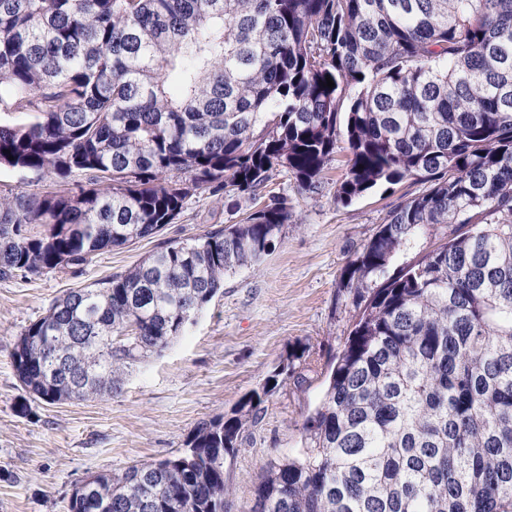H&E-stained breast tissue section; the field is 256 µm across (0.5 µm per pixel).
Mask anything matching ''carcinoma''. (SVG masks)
<instances>
[{
    "mask_svg": "<svg viewBox=\"0 0 512 512\" xmlns=\"http://www.w3.org/2000/svg\"><path fill=\"white\" fill-rule=\"evenodd\" d=\"M2 114L0 166L65 186L0 197V279L151 238L192 192L259 202L52 304L12 353L29 394L121 393L275 247L274 173L315 198L343 151L337 202L406 191L345 271L360 312L302 447L245 512H512V0H0ZM288 372L68 512H224L226 459Z\"/></svg>",
    "mask_w": 512,
    "mask_h": 512,
    "instance_id": "cac0c4a2",
    "label": "carcinoma"
}]
</instances>
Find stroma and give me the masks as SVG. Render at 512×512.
Listing matches in <instances>:
<instances>
[{
	"instance_id": "35a3bbf8",
	"label": "stroma",
	"mask_w": 512,
	"mask_h": 512,
	"mask_svg": "<svg viewBox=\"0 0 512 512\" xmlns=\"http://www.w3.org/2000/svg\"><path fill=\"white\" fill-rule=\"evenodd\" d=\"M341 170L334 164L316 198L286 174L274 177L273 188L286 191L294 209L273 251L259 266L225 276L223 293L161 355L134 364L117 396L35 399L12 367L16 343L66 292L125 271L163 242L238 223L254 209L249 199L195 194L153 238L99 253L78 269L0 280V512H68L73 488L88 476L181 451L200 421L231 414L287 359L293 377L266 398L261 421L225 465L234 490L226 512H242L263 467L301 445L304 418L319 404L352 324L345 269L395 200L383 186L337 203Z\"/></svg>"
}]
</instances>
